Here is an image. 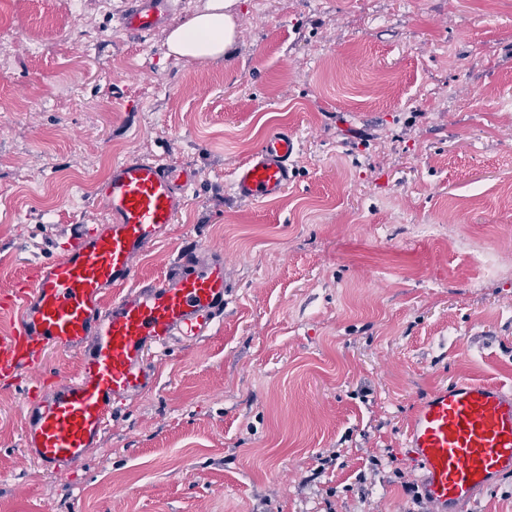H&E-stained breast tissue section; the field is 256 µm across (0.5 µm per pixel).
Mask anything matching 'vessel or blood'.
I'll list each match as a JSON object with an SVG mask.
<instances>
[{
	"label": "vessel or blood",
	"instance_id": "vessel-or-blood-1",
	"mask_svg": "<svg viewBox=\"0 0 512 512\" xmlns=\"http://www.w3.org/2000/svg\"><path fill=\"white\" fill-rule=\"evenodd\" d=\"M173 0H135L126 31L160 30ZM299 149L288 130L270 132L232 171L234 196L278 197L290 183ZM185 166L138 156L112 167L97 191L100 224H78L67 249L34 265L7 304L19 311L0 337V379L28 374L24 449L41 466L64 473L99 444L117 400L145 392L153 377L143 363L148 344L204 336L224 315V252L186 247L175 268L152 284L134 283L136 264L173 224L193 188ZM75 355L78 368L41 397L48 349ZM421 470L431 512H464L476 494L512 472V389L457 381L429 393L405 438Z\"/></svg>",
	"mask_w": 512,
	"mask_h": 512
}]
</instances>
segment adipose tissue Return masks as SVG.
<instances>
[{"label": "adipose tissue", "instance_id": "obj_1", "mask_svg": "<svg viewBox=\"0 0 512 512\" xmlns=\"http://www.w3.org/2000/svg\"><path fill=\"white\" fill-rule=\"evenodd\" d=\"M235 3L236 0H207L202 11L170 31V54L179 59L224 57L236 39Z\"/></svg>", "mask_w": 512, "mask_h": 512}]
</instances>
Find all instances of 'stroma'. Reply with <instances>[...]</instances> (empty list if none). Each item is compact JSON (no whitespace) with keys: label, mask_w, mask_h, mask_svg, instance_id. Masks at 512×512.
Here are the masks:
<instances>
[{"label":"stroma","mask_w":512,"mask_h":512,"mask_svg":"<svg viewBox=\"0 0 512 512\" xmlns=\"http://www.w3.org/2000/svg\"><path fill=\"white\" fill-rule=\"evenodd\" d=\"M121 7L0 0V295L138 155L197 174L138 281L222 247L224 316L148 348L151 389L68 474L23 451L28 375L0 381V512H408L426 394L512 388V0H238L229 56L190 61ZM76 10L94 41L31 59ZM280 127L291 184L237 200Z\"/></svg>","instance_id":"1"}]
</instances>
